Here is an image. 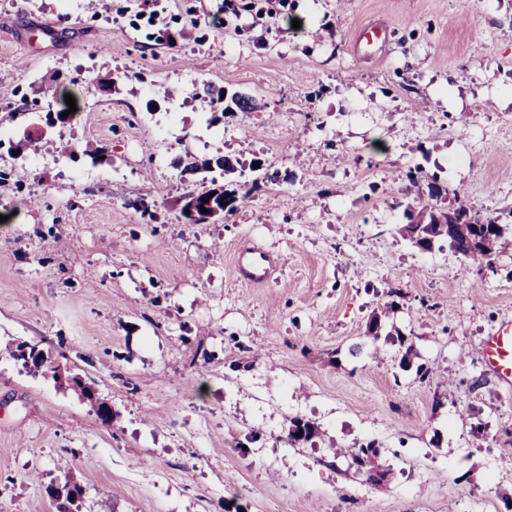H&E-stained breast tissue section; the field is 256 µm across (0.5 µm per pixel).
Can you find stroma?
Here are the masks:
<instances>
[{
  "label": "stroma",
  "instance_id": "35a3bbf8",
  "mask_svg": "<svg viewBox=\"0 0 512 512\" xmlns=\"http://www.w3.org/2000/svg\"><path fill=\"white\" fill-rule=\"evenodd\" d=\"M293 2L0 0V512H56L67 481L80 512H512V388L481 359L512 250L491 272L398 232L420 197L512 208V0H307L297 29ZM218 155L249 202L191 223L183 165ZM245 242L279 258L263 286ZM390 300L426 380L365 335ZM294 417L319 437L288 445ZM368 442L378 482L339 454ZM275 264L273 255L253 247L241 249L236 257L238 277L251 285L263 284L269 278ZM19 356L22 359H25L27 361H23L21 366L24 368L28 373H37L42 370V368H46L45 372L48 374H51V377L54 379V381L58 382V366H48V360H43L42 362H30L32 358H47L45 353L39 349L38 345H33L29 342L26 344H23L20 351ZM30 362V363H29ZM33 369V371H31Z\"/></svg>",
  "mask_w": 512,
  "mask_h": 512
}]
</instances>
